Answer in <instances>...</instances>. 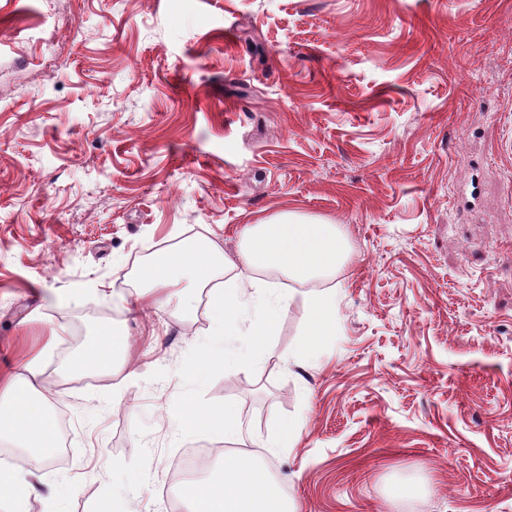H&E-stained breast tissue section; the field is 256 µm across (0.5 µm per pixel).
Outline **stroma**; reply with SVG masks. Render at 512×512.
<instances>
[{"label":"stroma","mask_w":512,"mask_h":512,"mask_svg":"<svg viewBox=\"0 0 512 512\" xmlns=\"http://www.w3.org/2000/svg\"><path fill=\"white\" fill-rule=\"evenodd\" d=\"M58 45L46 63L42 42ZM279 212L347 254L275 354L200 374L148 252ZM336 332L306 360L311 295ZM138 376L71 372L100 329ZM41 356L69 453L26 512H183L190 398L235 409L297 512H512V0H0V373ZM293 448L268 447L278 420Z\"/></svg>","instance_id":"stroma-1"}]
</instances>
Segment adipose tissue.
Returning a JSON list of instances; mask_svg holds the SVG:
<instances>
[{
    "mask_svg": "<svg viewBox=\"0 0 512 512\" xmlns=\"http://www.w3.org/2000/svg\"><path fill=\"white\" fill-rule=\"evenodd\" d=\"M240 248L235 256L223 254L213 240L200 238L189 244L165 248L141 266L139 277L147 283L160 305L190 307L198 290L212 287L209 314L213 335L225 342L223 357L204 355V365L218 360L259 362L272 357L271 337L291 293L257 278L260 270H274L304 283L335 272L346 252V243L330 222L281 213L258 224L242 225ZM222 288H215V281ZM250 300L257 319L245 323L243 300ZM336 330V295L327 290L310 297L304 341L293 351L294 360L305 359L313 346ZM127 337L102 329L70 366L74 372H139L128 354ZM44 370L37 360L22 362L11 375L0 377V439L32 451L59 445L56 426L41 402ZM187 432L208 430L225 440L242 438L237 412L190 399L179 419ZM44 483L28 469L25 460L0 466V496L9 499V512H24L31 496L42 493ZM186 512H295L280 485L255 461L240 454L224 457L220 476L190 487L184 496Z\"/></svg>",
    "mask_w": 512,
    "mask_h": 512,
    "instance_id": "ef3b65f1",
    "label": "adipose tissue"
}]
</instances>
